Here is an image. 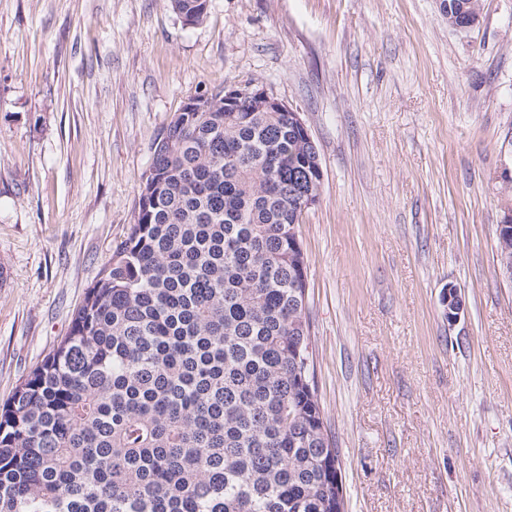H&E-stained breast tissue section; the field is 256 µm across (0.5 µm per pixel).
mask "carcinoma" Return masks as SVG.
Segmentation results:
<instances>
[{"mask_svg":"<svg viewBox=\"0 0 512 512\" xmlns=\"http://www.w3.org/2000/svg\"><path fill=\"white\" fill-rule=\"evenodd\" d=\"M198 0H170L186 24ZM177 112L127 238L0 405V512H336L291 230L315 147L286 112Z\"/></svg>","mask_w":512,"mask_h":512,"instance_id":"cac0c4a2","label":"carcinoma"}]
</instances>
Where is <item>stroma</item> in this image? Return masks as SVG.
<instances>
[{"label": "stroma", "instance_id": "obj_1", "mask_svg": "<svg viewBox=\"0 0 512 512\" xmlns=\"http://www.w3.org/2000/svg\"><path fill=\"white\" fill-rule=\"evenodd\" d=\"M0 0V404L66 336L191 96L300 112L297 234L345 512H512V0ZM455 286L465 314L449 323ZM198 0H170L171 8L185 24H197L205 18L209 6L208 0H199L200 8L206 12L199 10L196 3ZM444 2L448 6V23L452 27L456 29L467 30L475 27L478 24L480 19L479 2L471 5L469 9L463 7L462 12L466 11L464 16H459L456 10L455 12H452L450 0H446Z\"/></svg>", "mask_w": 512, "mask_h": 512}]
</instances>
